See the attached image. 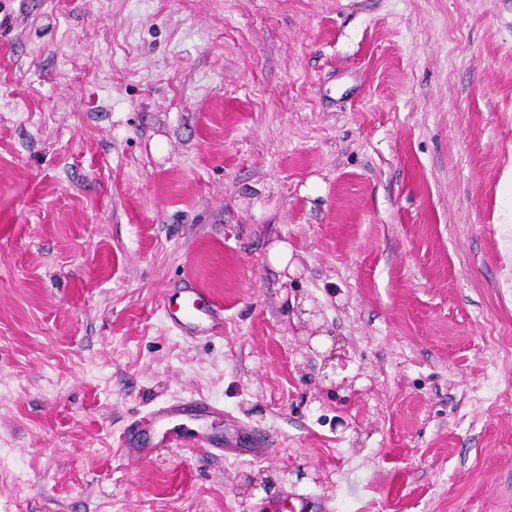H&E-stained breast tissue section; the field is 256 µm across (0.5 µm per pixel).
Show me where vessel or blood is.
Returning <instances> with one entry per match:
<instances>
[{
    "mask_svg": "<svg viewBox=\"0 0 512 512\" xmlns=\"http://www.w3.org/2000/svg\"><path fill=\"white\" fill-rule=\"evenodd\" d=\"M164 310L173 328L188 336L209 335L222 325L224 309L214 298L186 285L176 288L164 303ZM192 412L206 417L220 414L219 406L193 399L164 404L153 412L156 421L167 422Z\"/></svg>",
    "mask_w": 512,
    "mask_h": 512,
    "instance_id": "1",
    "label": "vessel or blood"
}]
</instances>
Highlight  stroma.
I'll return each instance as SVG.
<instances>
[{"instance_id": "stroma-1", "label": "stroma", "mask_w": 512, "mask_h": 512, "mask_svg": "<svg viewBox=\"0 0 512 512\" xmlns=\"http://www.w3.org/2000/svg\"><path fill=\"white\" fill-rule=\"evenodd\" d=\"M511 169L512 0H0V512H512ZM268 261L280 273H285L283 279L289 280L299 273V265L293 258V251L285 241H273L268 248ZM173 328L186 336L211 335L222 325L224 309L212 296L189 285L175 288L164 303ZM188 412H193L200 417H206L221 414L224 412V409L205 400L192 399L188 402L176 401L166 403L155 409L152 414L156 421L164 423L180 418Z\"/></svg>"}]
</instances>
